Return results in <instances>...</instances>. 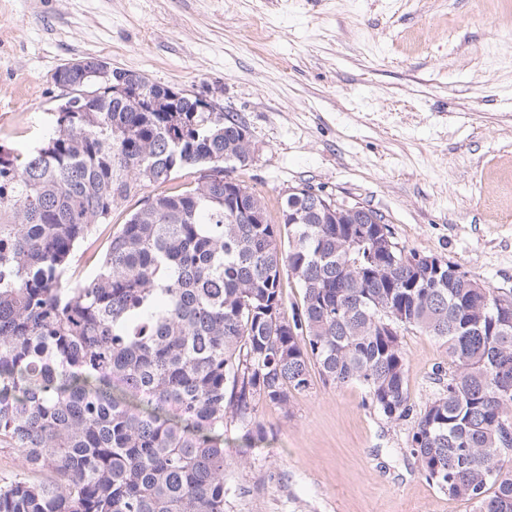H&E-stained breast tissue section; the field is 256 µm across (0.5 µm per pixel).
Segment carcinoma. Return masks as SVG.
Returning <instances> with one entry per match:
<instances>
[{
  "mask_svg": "<svg viewBox=\"0 0 512 512\" xmlns=\"http://www.w3.org/2000/svg\"><path fill=\"white\" fill-rule=\"evenodd\" d=\"M91 76L76 112L16 154L0 144V512H225L224 423L248 438L310 367L358 384L440 492L512 512V296L437 257L410 262L376 224H249L224 181L146 197L76 276L112 209L180 170L245 168L246 124L148 82ZM290 273L301 301L286 313ZM447 347L414 412L407 328Z\"/></svg>",
  "mask_w": 512,
  "mask_h": 512,
  "instance_id": "obj_1",
  "label": "carcinoma"
}]
</instances>
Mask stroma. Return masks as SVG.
Here are the masks:
<instances>
[{
  "mask_svg": "<svg viewBox=\"0 0 512 512\" xmlns=\"http://www.w3.org/2000/svg\"><path fill=\"white\" fill-rule=\"evenodd\" d=\"M89 57L237 114L235 176L271 217L309 187L512 295V0H0V144L39 146L56 70ZM402 342L419 409L448 353ZM310 374L288 408L259 404L263 438L225 423L227 512H474L421 475L413 419Z\"/></svg>",
  "mask_w": 512,
  "mask_h": 512,
  "instance_id": "stroma-1",
  "label": "stroma"
}]
</instances>
